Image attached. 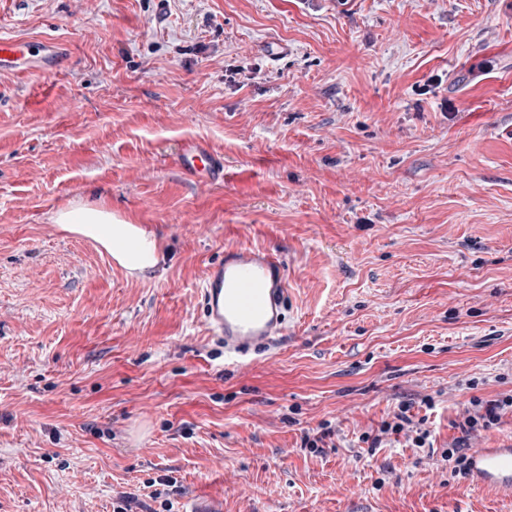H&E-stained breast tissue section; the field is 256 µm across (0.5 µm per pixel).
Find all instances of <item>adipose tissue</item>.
Returning <instances> with one entry per match:
<instances>
[{"label": "adipose tissue", "mask_w": 512, "mask_h": 512, "mask_svg": "<svg viewBox=\"0 0 512 512\" xmlns=\"http://www.w3.org/2000/svg\"><path fill=\"white\" fill-rule=\"evenodd\" d=\"M54 221L63 229L98 243L128 271L144 276L153 272L162 260L153 234L113 216L102 205L74 203L57 210Z\"/></svg>", "instance_id": "1"}]
</instances>
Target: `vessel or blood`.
Segmentation results:
<instances>
[{
  "label": "vessel or blood",
  "instance_id": "1",
  "mask_svg": "<svg viewBox=\"0 0 512 512\" xmlns=\"http://www.w3.org/2000/svg\"><path fill=\"white\" fill-rule=\"evenodd\" d=\"M66 59L63 44L48 37L0 38V71L19 72L25 62L55 73ZM179 164L186 173L202 171L212 181L224 177L222 156L201 143L183 149ZM287 284L285 261L261 246L225 249L223 259L208 267L201 288L205 325L223 341L225 355L243 359L285 336ZM468 461L474 486L512 497V443L473 448Z\"/></svg>",
  "mask_w": 512,
  "mask_h": 512
}]
</instances>
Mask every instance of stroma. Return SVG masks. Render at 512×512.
I'll return each mask as SVG.
<instances>
[{
  "label": "stroma",
  "instance_id": "1",
  "mask_svg": "<svg viewBox=\"0 0 512 512\" xmlns=\"http://www.w3.org/2000/svg\"><path fill=\"white\" fill-rule=\"evenodd\" d=\"M1 34L73 58L0 74V512H512L442 458L512 393L507 0H0ZM88 200L151 278L55 224ZM248 245L288 334L237 364L201 288ZM403 403L429 447L361 446ZM181 168L189 174L205 171L210 181L224 179V158L204 144L197 143L183 149L179 154ZM54 222L69 232L98 243L130 272L147 275L162 260L158 241L152 233L112 216V211L102 205L89 202L70 204L57 210Z\"/></svg>",
  "mask_w": 512,
  "mask_h": 512
}]
</instances>
